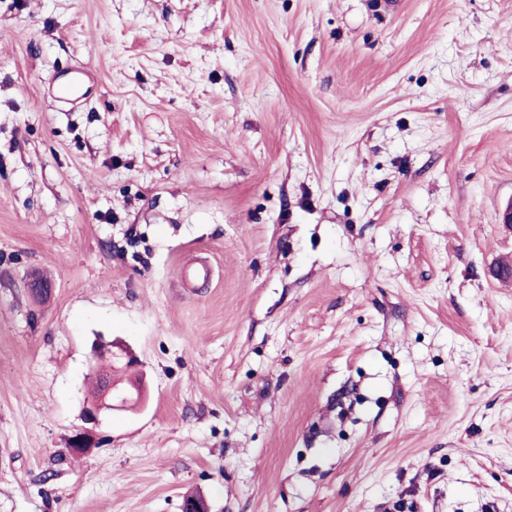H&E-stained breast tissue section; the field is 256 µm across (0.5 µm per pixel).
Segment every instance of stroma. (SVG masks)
I'll return each mask as SVG.
<instances>
[{"label": "stroma", "mask_w": 512, "mask_h": 512, "mask_svg": "<svg viewBox=\"0 0 512 512\" xmlns=\"http://www.w3.org/2000/svg\"><path fill=\"white\" fill-rule=\"evenodd\" d=\"M511 200L512 0H0V512H512ZM129 394L130 392L127 390L112 386V379L105 380L102 395L85 406L83 412L84 421L93 426H98L104 412L127 404L129 401L127 396Z\"/></svg>", "instance_id": "1"}]
</instances>
